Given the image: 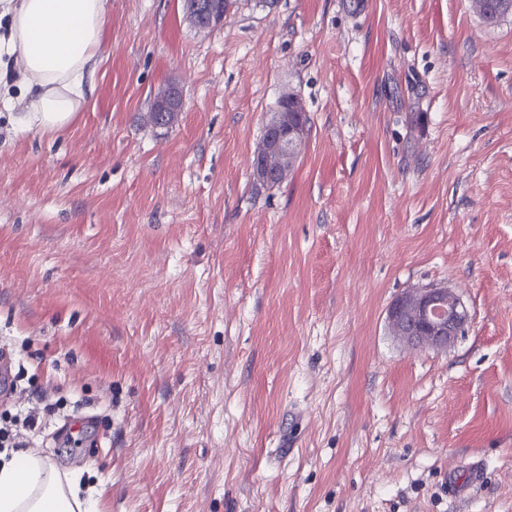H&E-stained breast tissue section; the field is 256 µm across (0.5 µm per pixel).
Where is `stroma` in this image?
<instances>
[{
	"mask_svg": "<svg viewBox=\"0 0 512 512\" xmlns=\"http://www.w3.org/2000/svg\"><path fill=\"white\" fill-rule=\"evenodd\" d=\"M178 87L175 125L155 96ZM311 131L251 165L285 94ZM0 103V425L100 512H512V16L468 0H109L65 130ZM457 289L445 351L388 328ZM185 14L192 24L199 29H213L224 24V13L230 6V0L224 2V13L211 0H183ZM387 321L392 334L408 344L447 350L465 330L469 312L448 286L411 288L391 304Z\"/></svg>",
	"mask_w": 512,
	"mask_h": 512,
	"instance_id": "obj_1",
	"label": "stroma"
}]
</instances>
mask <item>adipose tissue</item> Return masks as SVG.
Listing matches in <instances>:
<instances>
[{"label": "adipose tissue", "instance_id": "1", "mask_svg": "<svg viewBox=\"0 0 512 512\" xmlns=\"http://www.w3.org/2000/svg\"><path fill=\"white\" fill-rule=\"evenodd\" d=\"M0 80L20 68L9 99L15 132L52 134L70 126L92 92L108 19L107 0H0ZM82 469L59 472L33 451H0V512H97Z\"/></svg>", "mask_w": 512, "mask_h": 512}]
</instances>
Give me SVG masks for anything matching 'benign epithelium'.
<instances>
[{"mask_svg":"<svg viewBox=\"0 0 512 512\" xmlns=\"http://www.w3.org/2000/svg\"><path fill=\"white\" fill-rule=\"evenodd\" d=\"M185 14L199 29L224 24V13L213 0H183ZM284 106L267 124L255 155L252 176L259 184L286 177L295 165L298 150L308 137V128L298 121L304 112L299 101L283 97ZM387 321L393 335L414 346L446 350L465 330L469 312L462 296L447 286L411 288L389 307Z\"/></svg>","mask_w":512,"mask_h":512,"instance_id":"benign-epithelium-1","label":"benign epithelium"}]
</instances>
